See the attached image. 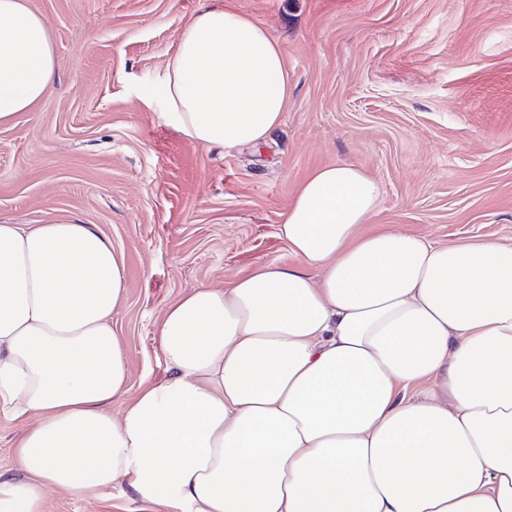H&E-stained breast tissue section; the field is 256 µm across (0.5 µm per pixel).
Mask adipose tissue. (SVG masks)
I'll list each match as a JSON object with an SVG mask.
<instances>
[{
	"label": "adipose tissue",
	"mask_w": 512,
	"mask_h": 512,
	"mask_svg": "<svg viewBox=\"0 0 512 512\" xmlns=\"http://www.w3.org/2000/svg\"><path fill=\"white\" fill-rule=\"evenodd\" d=\"M54 77L31 0H0V123ZM165 92L192 142L256 146L282 123L288 65L209 0ZM380 201L357 167L314 171L279 226L306 270L184 292L156 323L170 374L131 398L111 241L73 218L0 224V414L32 421L0 512L124 486L140 512H512V247L366 231Z\"/></svg>",
	"instance_id": "obj_1"
}]
</instances>
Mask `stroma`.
I'll use <instances>...</instances> for the list:
<instances>
[{
	"instance_id": "stroma-1",
	"label": "stroma",
	"mask_w": 512,
	"mask_h": 512,
	"mask_svg": "<svg viewBox=\"0 0 512 512\" xmlns=\"http://www.w3.org/2000/svg\"><path fill=\"white\" fill-rule=\"evenodd\" d=\"M55 82L0 125V224L72 217L124 260L112 328L128 391L163 381L162 311L198 285L293 264L278 228L315 169L381 186L370 225L512 247V0H230L288 64L282 124L259 147L196 144L166 117V65L206 0H31ZM56 493L48 512H131Z\"/></svg>"
}]
</instances>
